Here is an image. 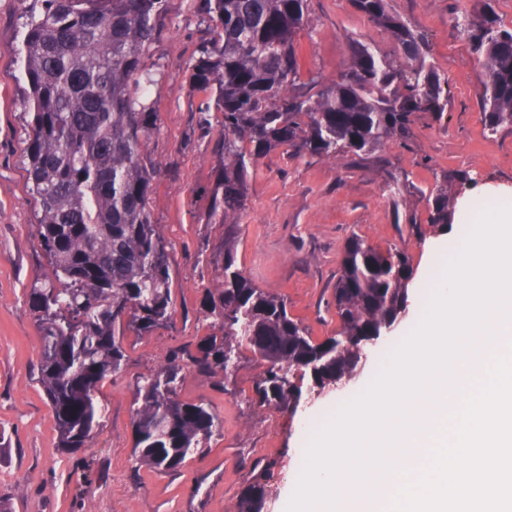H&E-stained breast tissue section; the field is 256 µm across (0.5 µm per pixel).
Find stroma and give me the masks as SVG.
I'll return each mask as SVG.
<instances>
[{"label": "stroma", "instance_id": "35a3bbf8", "mask_svg": "<svg viewBox=\"0 0 512 512\" xmlns=\"http://www.w3.org/2000/svg\"><path fill=\"white\" fill-rule=\"evenodd\" d=\"M472 0H393L394 8L424 27L432 52L448 76L452 110L448 125L419 122L406 144L387 152L394 166L429 190L438 171L469 174V201L504 197L512 186V134L486 135L477 105L478 81L467 40L448 18L449 4ZM198 0H176L156 44L152 63L160 69L151 99L160 132L149 150L161 161L150 205L174 251L172 282L176 314L168 329L154 336L129 337L124 372L106 381L99 395L106 407L103 426L91 447L59 450L53 411L37 383L39 334L26 302V290L44 275L34 256L33 214L22 156L26 137L24 76L13 54L22 38L19 0H0V429L12 450L0 459V496L14 512H225L236 502L250 461L268 458L272 493L262 512H287L303 466L302 454L316 431L344 404L357 397L386 365L411 329L414 312L431 295L425 282L434 275L431 253L450 249L465 233L462 225L441 235L417 237L396 223L379 170L344 161L292 159L274 153L261 160L242 219L239 263L257 286L284 295L288 312L313 338L335 335L332 288L349 237L362 236L385 253L405 252L412 271L410 312L381 338L360 376L344 391L299 406L297 412L256 416L241 394L251 386V369L240 372V396L187 379L181 396L209 402L223 421L208 452L187 459L172 475L137 468L132 456V383L148 373L168 347L194 341L199 285L208 275L200 246L209 229L200 224L190 199L210 176L211 137L192 129L185 72L206 31L197 17ZM312 34H301L297 56L303 72L336 77L348 58V38L362 31L349 0H312Z\"/></svg>", "mask_w": 512, "mask_h": 512}]
</instances>
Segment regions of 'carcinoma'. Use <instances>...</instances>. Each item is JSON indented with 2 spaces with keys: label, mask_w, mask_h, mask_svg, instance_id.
I'll return each mask as SVG.
<instances>
[{
  "label": "carcinoma",
  "mask_w": 512,
  "mask_h": 512,
  "mask_svg": "<svg viewBox=\"0 0 512 512\" xmlns=\"http://www.w3.org/2000/svg\"><path fill=\"white\" fill-rule=\"evenodd\" d=\"M311 2L202 0L209 36L197 45L187 78L190 94L200 98L197 127L216 133L199 223L218 235L200 251L210 272L196 315L204 335L136 379L133 456L140 467L176 471L221 433L210 404L181 398L188 375L235 397L243 394L238 379L246 363L253 373L244 400L253 414L294 410L301 399L296 379L308 374L310 360H319L317 388L352 375L360 350L409 301L407 255L379 253L354 234L332 291L336 335L315 344L286 300L256 286L237 263L241 220L263 158L281 151L381 169L398 215L416 186L392 168L387 149L410 140L417 121L442 128L448 118V75L428 34L390 0H350L390 50L356 34L336 77L302 76L296 45L312 30ZM493 2L474 0L450 20L471 48L485 131L497 135L512 133V28ZM172 4L42 0L40 10L25 11L21 63L31 120L23 156L35 253L46 268L27 299L41 339L38 382L62 449L89 447L105 416L100 387L126 366L128 336L168 328L176 313L173 248L149 205L161 167L148 150L160 127L148 103L155 79L147 61ZM435 183L419 199L428 232L439 235L460 223V199L472 178L443 169ZM268 470L265 458L252 462L235 512H261L272 493Z\"/></svg>",
  "instance_id": "1"
}]
</instances>
